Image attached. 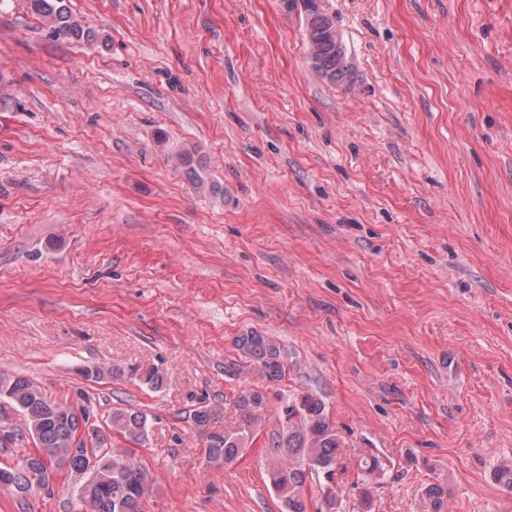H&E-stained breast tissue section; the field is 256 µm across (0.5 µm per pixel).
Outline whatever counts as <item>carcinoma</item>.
I'll return each instance as SVG.
<instances>
[{
	"label": "carcinoma",
	"instance_id": "carcinoma-1",
	"mask_svg": "<svg viewBox=\"0 0 512 512\" xmlns=\"http://www.w3.org/2000/svg\"><path fill=\"white\" fill-rule=\"evenodd\" d=\"M31 12L43 19L54 36L68 42H89L97 34L73 15L66 0H28ZM310 35L319 42L321 66L316 73L331 82H341L348 71L337 66L336 43L322 39V35L335 26L332 17L323 11H312L307 20ZM177 168L200 187L205 186L202 166L193 151L187 149L177 155ZM237 347L261 369L271 382L285 376L286 364L279 347L268 337L251 331L236 339ZM139 376L143 384L160 389L167 380L165 372L157 367L128 370ZM127 370L119 367L103 369L98 366L84 372L87 378L104 376L119 378ZM0 398L17 410L26 430L35 444L19 457L11 468H0L7 478H0V488H7L19 499L48 487L55 472L68 469L84 473L85 459L76 441L78 427L90 419L85 409L76 410L56 402L26 376L0 380ZM267 395L258 389L241 392L236 406L242 414V424L235 432H212L207 437L206 457L211 463L227 465L239 458L262 420L267 408ZM217 409L210 404L195 408L191 419L202 430L215 418ZM283 420L277 432L271 435L266 457L264 480L281 501L283 512H311L309 498L305 496L307 481L315 478L326 507L336 506V472L343 440L329 420L323 401L312 394H303L282 408ZM107 426L123 438L143 443L148 438L150 421L146 413L133 409H116L108 417ZM360 504L364 512H372L374 486L379 484L385 466L379 455L369 452L360 456ZM151 492L148 471L124 451L108 448L99 456L94 470L88 473L80 496V512H142ZM421 496L429 512H445L448 486L429 483Z\"/></svg>",
	"mask_w": 512,
	"mask_h": 512
}]
</instances>
